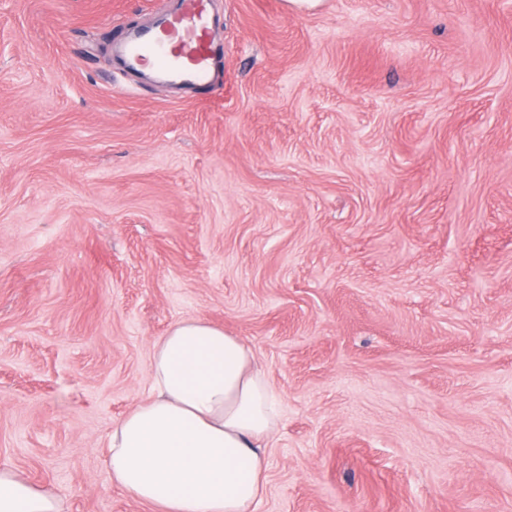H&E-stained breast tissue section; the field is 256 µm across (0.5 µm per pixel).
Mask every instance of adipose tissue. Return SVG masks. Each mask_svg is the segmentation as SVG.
<instances>
[{
    "label": "adipose tissue",
    "mask_w": 512,
    "mask_h": 512,
    "mask_svg": "<svg viewBox=\"0 0 512 512\" xmlns=\"http://www.w3.org/2000/svg\"><path fill=\"white\" fill-rule=\"evenodd\" d=\"M279 403L238 337L202 319L153 345L148 397L108 437L112 478L162 512H254ZM0 512H63L53 489L0 470Z\"/></svg>",
    "instance_id": "ef3b65f1"
}]
</instances>
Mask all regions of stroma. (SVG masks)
<instances>
[{
	"mask_svg": "<svg viewBox=\"0 0 512 512\" xmlns=\"http://www.w3.org/2000/svg\"><path fill=\"white\" fill-rule=\"evenodd\" d=\"M179 0H0V469L160 512L108 435L201 318L281 401L255 512H512V0H211L224 79L120 73Z\"/></svg>",
	"mask_w": 512,
	"mask_h": 512,
	"instance_id": "35a3bbf8",
	"label": "stroma"
}]
</instances>
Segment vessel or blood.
<instances>
[{
	"instance_id": "obj_1",
	"label": "vessel or blood",
	"mask_w": 512,
	"mask_h": 512,
	"mask_svg": "<svg viewBox=\"0 0 512 512\" xmlns=\"http://www.w3.org/2000/svg\"><path fill=\"white\" fill-rule=\"evenodd\" d=\"M212 23L207 0H181L175 15L128 35L115 44L112 54L123 67L148 65L172 83L209 88L217 67L207 40Z\"/></svg>"
}]
</instances>
